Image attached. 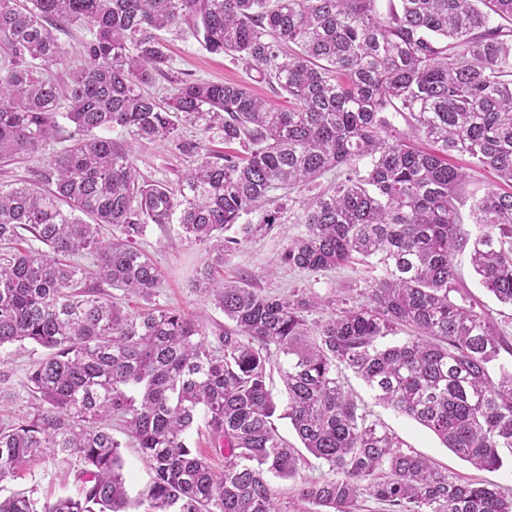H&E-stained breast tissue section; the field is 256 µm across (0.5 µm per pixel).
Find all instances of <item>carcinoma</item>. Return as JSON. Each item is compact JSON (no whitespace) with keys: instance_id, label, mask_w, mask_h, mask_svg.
<instances>
[{"instance_id":"1","label":"carcinoma","mask_w":512,"mask_h":512,"mask_svg":"<svg viewBox=\"0 0 512 512\" xmlns=\"http://www.w3.org/2000/svg\"><path fill=\"white\" fill-rule=\"evenodd\" d=\"M0 0V161L27 160L72 124L67 145L0 183V243L28 233L49 248L0 258V349L45 354L20 386L35 407L0 425V483L31 461L73 475L54 500L36 489L0 499V512H128L121 448L151 478L146 512H354L365 492L383 512H512L492 482L438 470L371 418L344 373L372 399L429 429L477 469L512 451V367L489 322L455 303L453 255L470 247L482 285L512 306V192L473 199L456 154L512 183V0ZM86 28L84 64L60 86L42 70L62 61L57 31ZM188 30L242 62L288 99L279 108L241 83L175 82L148 91L171 60L157 32ZM397 113L400 128L389 119ZM190 126L197 135L186 138ZM119 128L128 138L106 133ZM219 134L239 149L207 143ZM164 141L195 165L173 181L141 176L133 143ZM305 233L282 254L320 273L360 261L381 275L367 301L288 295L224 281V251L278 223L295 192ZM257 213L256 224H241ZM177 223L208 246L192 287L224 313L208 333L154 303L153 259L136 247L150 224ZM94 258V271L75 257ZM139 295L130 312L100 284ZM330 307L327 319L308 313ZM0 357V407L13 398ZM277 369L284 397L269 386ZM121 422L128 442L112 435ZM287 419L301 447L279 434ZM203 422L213 468L187 443ZM312 456L327 472L300 476ZM300 481L281 505L270 477Z\"/></svg>"}]
</instances>
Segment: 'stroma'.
<instances>
[{"instance_id":"1","label":"stroma","mask_w":512,"mask_h":512,"mask_svg":"<svg viewBox=\"0 0 512 512\" xmlns=\"http://www.w3.org/2000/svg\"><path fill=\"white\" fill-rule=\"evenodd\" d=\"M160 38L169 48L172 73L182 79L212 82H239L250 85L253 92L272 103L280 96L267 83L258 81L255 71L230 58L207 52L190 34L176 30L161 32ZM141 173L155 181L176 179L185 170L189 158L165 143L145 142L135 147ZM304 225L285 223L271 231L241 241L224 254V276L234 278L239 271L256 274V287L271 293H285L298 288H310L326 299L358 295L377 278L378 270L364 264H348L324 274L312 275L281 264L280 257L289 241L301 235ZM155 261L161 276L156 301L159 305L189 315L206 330L223 323L224 315L205 300L192 286L197 271L207 258L203 245L189 242L178 224H151L138 242ZM458 290L456 303L471 307L485 317L501 335L512 340V307L499 303L475 277L468 251L454 256ZM374 418L380 419L417 453L430 458L439 469L461 480L480 479V471L459 459L445 448L428 429L397 415L392 410L376 406ZM36 489L39 497L55 499L63 491L57 470L51 463L33 462L23 466L17 477L0 483V497L15 491Z\"/></svg>"}]
</instances>
